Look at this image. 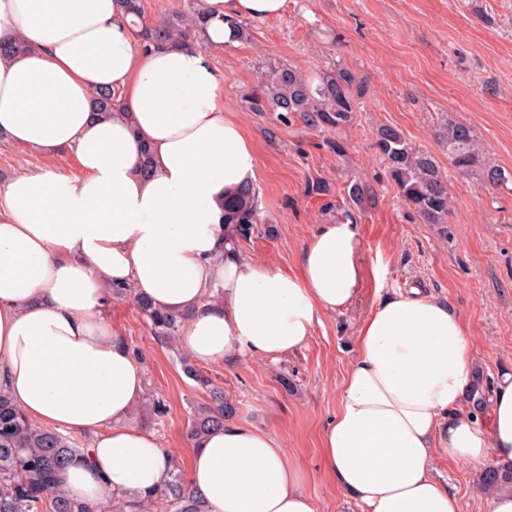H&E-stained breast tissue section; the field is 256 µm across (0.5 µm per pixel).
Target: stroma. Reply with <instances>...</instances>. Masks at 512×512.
<instances>
[{
    "mask_svg": "<svg viewBox=\"0 0 512 512\" xmlns=\"http://www.w3.org/2000/svg\"><path fill=\"white\" fill-rule=\"evenodd\" d=\"M247 26L249 40L209 51L223 78L218 100L244 125L259 160L254 185L266 221L240 251L294 273L314 226L346 216L358 228L365 278L357 302L321 315L299 351L201 371L223 387L237 409L235 421L281 441L316 512H359L325 474L321 433L356 356L357 325L374 305L395 292L424 289L465 320L474 365L494 380L512 373V179L495 187L459 173L437 138L446 120L470 127L485 165L512 176V0H287L281 15ZM281 64L310 76L337 67L353 72L367 93L352 122L325 133L250 111L245 94ZM383 126L436 160L448 179L446 223H428L399 195L375 148ZM332 139L343 142V154L330 149ZM29 166L81 175L75 162L0 147V185ZM354 185L356 197L348 194ZM106 316L141 353L146 389L133 422L186 463L187 422L206 397L186 375L181 348L152 335L134 299L112 301ZM284 376L292 389L281 385ZM155 399L163 415L154 414ZM482 469L440 457L437 472L460 512H488L489 497L477 485Z\"/></svg>",
    "mask_w": 512,
    "mask_h": 512,
    "instance_id": "35a3bbf8",
    "label": "stroma"
}]
</instances>
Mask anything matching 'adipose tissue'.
I'll use <instances>...</instances> for the list:
<instances>
[{"label": "adipose tissue", "instance_id": "obj_1", "mask_svg": "<svg viewBox=\"0 0 512 512\" xmlns=\"http://www.w3.org/2000/svg\"><path fill=\"white\" fill-rule=\"evenodd\" d=\"M206 45H237L236 22L280 15L286 0H205ZM123 0H0V141L71 155L83 175L17 173L0 188V384L38 423L92 437L62 468L76 499L141 500L173 466L131 420L143 368L107 320L113 285L187 315L178 345L203 364L277 360L305 345L320 315L348 310L364 279L355 224L317 225L300 270L232 251L224 199L256 180L242 125L217 102L204 47L146 46ZM120 89L129 119L94 97ZM151 168H144V158ZM222 287V299L210 290ZM335 417L327 475L361 512H460L434 476L438 452L512 461V373L486 419L464 405L472 357L463 318L417 288L359 323ZM187 484L207 512H315L303 476L271 432L228 423L195 444Z\"/></svg>", "mask_w": 512, "mask_h": 512}]
</instances>
